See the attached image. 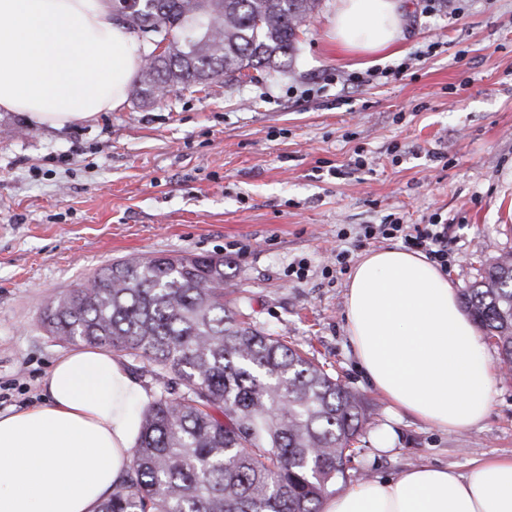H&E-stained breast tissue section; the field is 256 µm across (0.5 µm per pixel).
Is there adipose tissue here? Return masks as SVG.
I'll list each match as a JSON object with an SVG mask.
<instances>
[{
  "instance_id": "ef3b65f1",
  "label": "adipose tissue",
  "mask_w": 512,
  "mask_h": 512,
  "mask_svg": "<svg viewBox=\"0 0 512 512\" xmlns=\"http://www.w3.org/2000/svg\"><path fill=\"white\" fill-rule=\"evenodd\" d=\"M403 0H337L343 49L395 46ZM143 62L112 22V0H0V112L63 127L120 110ZM346 328L369 384L427 426H478L493 393L491 361L454 285L423 255L387 248L348 276ZM46 401L0 413V512H98L128 469L147 395L104 348H74L42 379ZM322 512H512V458L460 473L422 464L326 497Z\"/></svg>"
}]
</instances>
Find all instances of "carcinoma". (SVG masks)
Returning <instances> with one entry per match:
<instances>
[{"label": "carcinoma", "mask_w": 512, "mask_h": 512, "mask_svg": "<svg viewBox=\"0 0 512 512\" xmlns=\"http://www.w3.org/2000/svg\"><path fill=\"white\" fill-rule=\"evenodd\" d=\"M320 0H115L112 20L166 44L149 53L133 96L239 80L294 58ZM203 24L200 35L167 41ZM91 288L50 297L54 338L139 357L163 385L142 413L125 478L99 512H320L346 479L372 414L284 336L224 303V257L150 255L112 263ZM463 306L512 366V251L462 293Z\"/></svg>", "instance_id": "carcinoma-1"}]
</instances>
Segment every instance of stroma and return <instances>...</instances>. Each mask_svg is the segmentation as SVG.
Wrapping results in <instances>:
<instances>
[{"mask_svg": "<svg viewBox=\"0 0 512 512\" xmlns=\"http://www.w3.org/2000/svg\"><path fill=\"white\" fill-rule=\"evenodd\" d=\"M335 5L321 0L285 69L131 98L62 128L0 112L1 414L45 401L42 378L67 350L41 323L50 295L128 257L220 255L231 308L365 397L373 424L331 493L512 456V374L494 342L480 426L447 433L394 415L349 341L348 275L326 259L334 245L353 264L386 248L356 245L360 225L433 215L451 226L457 290L512 251V0H407L401 44L369 56L332 41ZM402 62L403 76L360 79ZM232 242L247 252L226 253ZM301 260L305 276H290Z\"/></svg>", "mask_w": 512, "mask_h": 512, "instance_id": "stroma-1", "label": "stroma"}]
</instances>
